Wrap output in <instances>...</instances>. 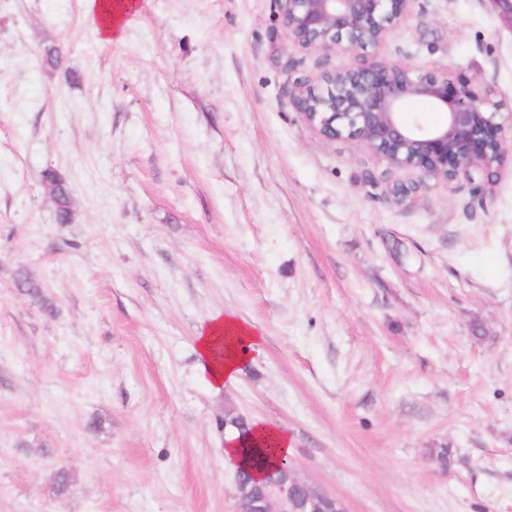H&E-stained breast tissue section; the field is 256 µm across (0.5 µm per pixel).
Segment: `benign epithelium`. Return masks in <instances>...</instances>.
Returning a JSON list of instances; mask_svg holds the SVG:
<instances>
[{
  "label": "benign epithelium",
  "mask_w": 512,
  "mask_h": 512,
  "mask_svg": "<svg viewBox=\"0 0 512 512\" xmlns=\"http://www.w3.org/2000/svg\"><path fill=\"white\" fill-rule=\"evenodd\" d=\"M414 0H279L290 46L324 55L360 59L355 66L323 71L313 83L298 81L292 104L303 122L324 140L355 141L386 164V173L419 172L452 184L474 175L489 177L512 151L498 121L502 103L491 88L477 90L448 73L425 70L410 61H369L388 36L411 16ZM424 99L445 114L426 127L401 117L404 104ZM420 184L390 181L398 202L409 200ZM234 512H297L303 495L308 512H336V499L295 475L286 458L264 478L236 468Z\"/></svg>",
  "instance_id": "7a95c632"
}]
</instances>
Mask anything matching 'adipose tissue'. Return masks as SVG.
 <instances>
[{"mask_svg":"<svg viewBox=\"0 0 512 512\" xmlns=\"http://www.w3.org/2000/svg\"><path fill=\"white\" fill-rule=\"evenodd\" d=\"M88 6L96 33L108 42L122 39L136 9L135 0H88ZM261 341L259 330L235 313L214 315L197 334L198 350L206 363L210 383L219 387L235 378L249 358L260 355ZM254 446L272 460L291 452L287 433L259 420L253 422L248 437L227 436L224 448L226 463L233 467L246 466L250 449Z\"/></svg>","mask_w":512,"mask_h":512,"instance_id":"obj_1","label":"adipose tissue"}]
</instances>
